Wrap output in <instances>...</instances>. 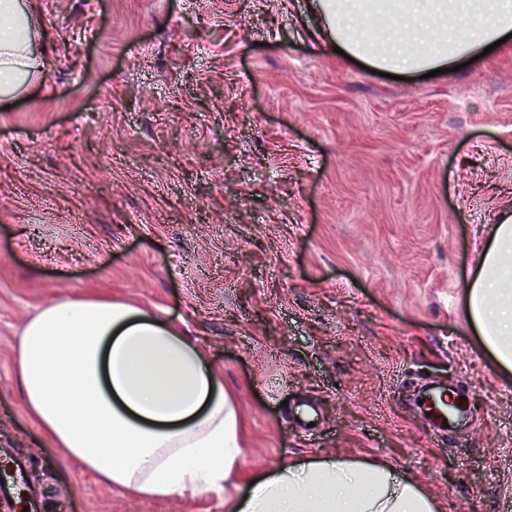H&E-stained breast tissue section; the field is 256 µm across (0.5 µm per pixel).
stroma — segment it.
<instances>
[{
  "mask_svg": "<svg viewBox=\"0 0 512 512\" xmlns=\"http://www.w3.org/2000/svg\"><path fill=\"white\" fill-rule=\"evenodd\" d=\"M314 24L310 0H40L46 88L0 112V462L46 512H224L223 491L140 498L39 447L19 335L95 289L223 366L243 473L377 459L443 512H512V371L463 311L512 207V46L395 80L318 52ZM418 377L470 390L455 442L410 409Z\"/></svg>",
  "mask_w": 512,
  "mask_h": 512,
  "instance_id": "35a3bbf8",
  "label": "stroma"
}]
</instances>
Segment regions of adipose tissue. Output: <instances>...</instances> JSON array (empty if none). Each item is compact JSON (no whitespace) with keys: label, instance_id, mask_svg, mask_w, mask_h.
Instances as JSON below:
<instances>
[{"label":"adipose tissue","instance_id":"1","mask_svg":"<svg viewBox=\"0 0 512 512\" xmlns=\"http://www.w3.org/2000/svg\"><path fill=\"white\" fill-rule=\"evenodd\" d=\"M314 33L396 75L467 61L512 33V0H312ZM34 0H0V86L41 84ZM464 314L512 369V214L465 284ZM15 374L44 443L107 484L170 498L224 490V512H441L393 465L333 456L282 461L244 483L246 428L224 370L175 323L104 293L56 295L26 322Z\"/></svg>","mask_w":512,"mask_h":512}]
</instances>
